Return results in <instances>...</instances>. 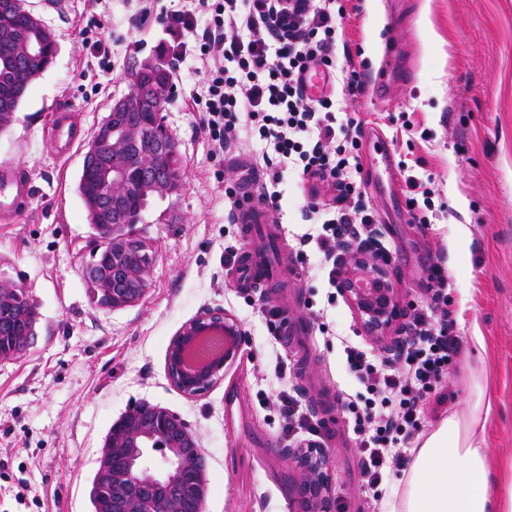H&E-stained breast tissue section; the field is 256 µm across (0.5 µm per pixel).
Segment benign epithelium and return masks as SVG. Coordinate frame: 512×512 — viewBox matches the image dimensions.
<instances>
[{
	"label": "benign epithelium",
	"instance_id": "benign-epithelium-1",
	"mask_svg": "<svg viewBox=\"0 0 512 512\" xmlns=\"http://www.w3.org/2000/svg\"><path fill=\"white\" fill-rule=\"evenodd\" d=\"M14 8L26 17L33 33L26 52L35 59L45 55L49 46L57 47L54 32L43 19L25 7L22 0H13ZM138 99L130 95L115 101L111 112L97 126L86 145L82 169L94 176L97 187L85 197L86 206L94 215L92 228L96 232L95 252L107 253L104 260L96 259L86 267L84 273L92 288L91 298L98 305L118 309L131 306L144 295L152 268V247L149 239L133 233L134 225L124 212L125 196L129 186L125 178L124 155L127 148L143 138L140 126L129 123L124 128L123 145H118V134L112 127L115 114L130 112L137 100L144 99L148 87L142 78L136 79ZM161 134L156 137L160 144L158 152L144 161V166L157 168L164 162L180 158L178 145L165 123H160ZM373 244L353 246L350 243L340 248L337 266L341 276L340 288L357 310L364 328L373 340L382 342L397 317L396 292L388 273L372 263ZM206 330H220L224 336V354L208 364L187 366L184 351ZM243 331L233 317L221 310L206 309L185 323L171 342L166 356V373L173 387L188 397L206 393L223 380L224 369L237 357ZM122 436L105 441V447L119 448L134 461L142 455L146 441L152 432L146 428L134 409L127 410L121 418ZM175 455L165 457V467L159 474L139 471V483L135 493L137 501L145 506V512H153L152 496L162 482L183 467L198 466L200 458L198 444L186 423H181L180 432L172 442ZM301 470L300 494L304 512H334V501L329 495L331 476L328 469V454L319 446H309L295 452ZM99 480L112 484L113 488L127 489L131 471L112 465V454L106 452ZM208 490L205 474L195 487L183 489L185 495L195 502V512H202Z\"/></svg>",
	"mask_w": 512,
	"mask_h": 512
}]
</instances>
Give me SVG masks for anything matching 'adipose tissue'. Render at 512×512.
<instances>
[{
    "label": "adipose tissue",
    "instance_id": "adipose-tissue-1",
    "mask_svg": "<svg viewBox=\"0 0 512 512\" xmlns=\"http://www.w3.org/2000/svg\"><path fill=\"white\" fill-rule=\"evenodd\" d=\"M490 411L487 385L473 376L467 411L443 419L398 480V512H512V483L500 486L487 463Z\"/></svg>",
    "mask_w": 512,
    "mask_h": 512
}]
</instances>
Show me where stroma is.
<instances>
[{
  "instance_id": "35a3bbf8",
  "label": "stroma",
  "mask_w": 512,
  "mask_h": 512,
  "mask_svg": "<svg viewBox=\"0 0 512 512\" xmlns=\"http://www.w3.org/2000/svg\"><path fill=\"white\" fill-rule=\"evenodd\" d=\"M55 32L59 50L35 81L12 122L0 130V162L26 169L39 193L28 212L0 221V275L24 288L38 312L27 350L0 359V512H92L89 490L105 436L129 405L147 402L180 416L206 463L204 512H302L294 459L303 437L281 433L274 404L277 360L292 363V383L321 426L331 494L346 512H390L392 490L413 461L388 470L381 502L365 493L360 453L340 400L363 404L365 388L347 370L344 342L379 359H396L410 340L415 310L431 306L429 269L441 262L448 306L462 355L444 385L448 396L426 412L407 442L416 448L446 418L464 412L473 374L487 383L492 472L512 469V0H350L339 65L376 73L385 58H412L393 91L341 96L344 115L363 136L382 139L397 180L413 175L432 191L431 206L399 215L378 190L380 172H365L359 202L373 219L374 240L401 316L375 342L340 289L330 287L305 210L311 201L300 170L283 167L281 210L260 212L276 224L256 248L279 268L277 282L252 292L232 285L224 249L240 243V213L225 203L241 173L219 156L189 102L203 81L198 55H170L164 24L137 20L145 0H25ZM105 53H98L95 42ZM161 62L171 91L163 112L185 173L176 192L151 200L138 233L152 244L143 298L106 309L94 305L83 269L94 247L77 191L84 147L55 156L44 132L56 109L69 107L94 132L113 102L128 93L134 66ZM466 225L465 259L455 262L453 227ZM307 262L298 266L297 249ZM280 310L268 323L261 308ZM221 309L244 336L224 378L190 399L166 375L167 348L202 309Z\"/></svg>"
}]
</instances>
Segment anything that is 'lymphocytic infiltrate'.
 I'll list each match as a JSON object with an SVG mask.
<instances>
[{
  "label": "lymphocytic infiltrate",
  "mask_w": 512,
  "mask_h": 512,
  "mask_svg": "<svg viewBox=\"0 0 512 512\" xmlns=\"http://www.w3.org/2000/svg\"><path fill=\"white\" fill-rule=\"evenodd\" d=\"M210 13L197 29L194 13H152L181 35L174 60L199 53L208 68L191 106L202 112V128L218 150H230L239 136L265 142L268 184L254 193L258 205L279 210L281 165L291 161L307 179L312 196L329 199L310 210L320 226L318 252L331 262L337 246L356 225L372 218L353 197L361 166L350 158L361 127L336 117V94H355L364 85L356 69L336 65L338 27L345 17L336 0H197ZM432 312H416V336L399 364L375 362L356 346H345L350 371L364 385V407L343 405L354 417L353 432L369 490H378L388 468L402 458V448L430 403H443L442 390L461 357L462 344L452 332L448 280L441 266L429 277Z\"/></svg>",
  "instance_id": "obj_1"
}]
</instances>
